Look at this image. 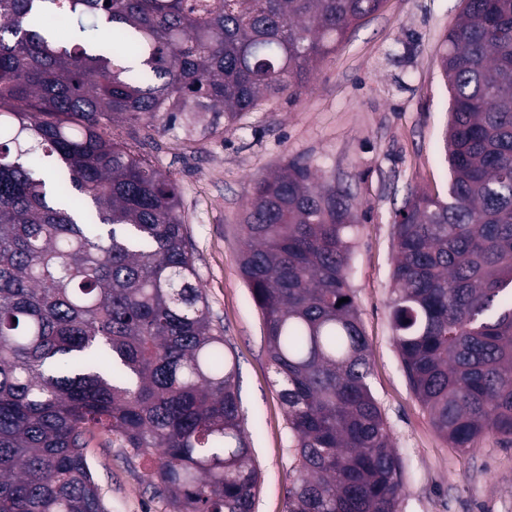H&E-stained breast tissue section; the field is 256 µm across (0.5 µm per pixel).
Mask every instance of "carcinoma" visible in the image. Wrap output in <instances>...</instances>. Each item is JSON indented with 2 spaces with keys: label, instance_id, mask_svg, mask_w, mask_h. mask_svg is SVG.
Masks as SVG:
<instances>
[{
  "label": "carcinoma",
  "instance_id": "obj_1",
  "mask_svg": "<svg viewBox=\"0 0 512 512\" xmlns=\"http://www.w3.org/2000/svg\"><path fill=\"white\" fill-rule=\"evenodd\" d=\"M383 2L0 0V512H109L96 430L153 459L169 512H252L237 363L139 132L217 133L305 86ZM440 71L448 196L397 209L389 307L413 394L466 453L512 445V0H464ZM355 220L291 161L241 225L293 432L288 512H398L403 491L348 281Z\"/></svg>",
  "mask_w": 512,
  "mask_h": 512
}]
</instances>
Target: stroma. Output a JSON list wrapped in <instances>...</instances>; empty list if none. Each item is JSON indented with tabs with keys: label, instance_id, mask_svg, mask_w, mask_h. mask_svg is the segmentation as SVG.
I'll return each mask as SVG.
<instances>
[{
	"label": "stroma",
	"instance_id": "1",
	"mask_svg": "<svg viewBox=\"0 0 512 512\" xmlns=\"http://www.w3.org/2000/svg\"><path fill=\"white\" fill-rule=\"evenodd\" d=\"M461 9V0H384L296 95L192 143L177 128L153 131L154 162L180 189L210 316L238 363L241 410L259 422L254 512H288L295 451L262 316L240 272L241 224L255 181L293 160L346 188L358 216L350 286L370 347V386L404 468L399 512H512V445L489 435L461 454L439 436L408 384L388 308L396 209L413 192L448 193L438 146L449 96L438 54ZM87 456L112 512H169L148 485V459H127L99 435Z\"/></svg>",
	"mask_w": 512,
	"mask_h": 512
}]
</instances>
